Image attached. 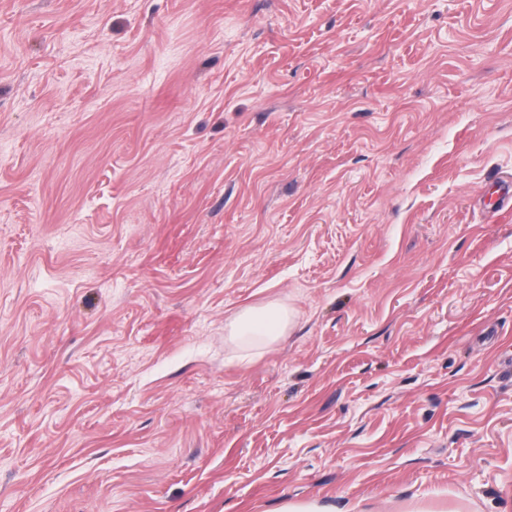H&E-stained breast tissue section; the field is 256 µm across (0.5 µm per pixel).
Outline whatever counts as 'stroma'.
Here are the masks:
<instances>
[{
    "label": "stroma",
    "instance_id": "stroma-1",
    "mask_svg": "<svg viewBox=\"0 0 512 512\" xmlns=\"http://www.w3.org/2000/svg\"><path fill=\"white\" fill-rule=\"evenodd\" d=\"M497 179L512 0H0V512H512ZM291 319L289 310L277 304L248 308L239 314L230 335L260 340L265 345L272 344L285 335ZM359 503L345 511H336L335 505L322 504L318 501H288L283 503L277 512H356Z\"/></svg>",
    "mask_w": 512,
    "mask_h": 512
}]
</instances>
